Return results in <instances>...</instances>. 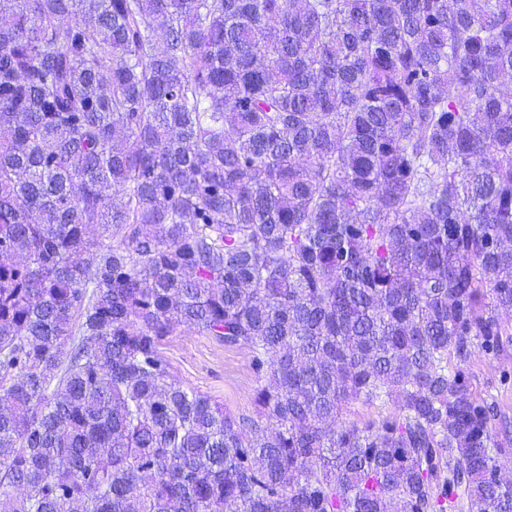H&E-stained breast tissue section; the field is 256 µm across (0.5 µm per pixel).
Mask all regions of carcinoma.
Returning a JSON list of instances; mask_svg holds the SVG:
<instances>
[{
  "label": "carcinoma",
  "mask_w": 512,
  "mask_h": 512,
  "mask_svg": "<svg viewBox=\"0 0 512 512\" xmlns=\"http://www.w3.org/2000/svg\"><path fill=\"white\" fill-rule=\"evenodd\" d=\"M506 84L512 0H0L9 512H512ZM161 352L176 380L224 404L236 417H254L255 380L246 349H227L211 336L177 330ZM462 367L472 373V387L478 397L508 403L512 408V336L499 356L475 353ZM505 372L510 373V379H505Z\"/></svg>",
  "instance_id": "1"
}]
</instances>
